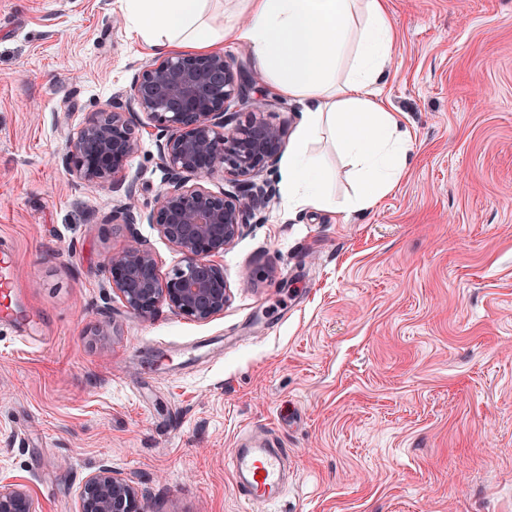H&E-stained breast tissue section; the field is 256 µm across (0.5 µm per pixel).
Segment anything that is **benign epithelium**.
<instances>
[{
    "instance_id": "obj_1",
    "label": "benign epithelium",
    "mask_w": 512,
    "mask_h": 512,
    "mask_svg": "<svg viewBox=\"0 0 512 512\" xmlns=\"http://www.w3.org/2000/svg\"><path fill=\"white\" fill-rule=\"evenodd\" d=\"M250 90L221 53L157 57L133 78L131 95L146 117L141 128L156 132L166 183L147 221L184 255V265L165 277L151 248L136 236L108 257L110 288L143 320L162 305L198 322L224 314L229 288L217 258L275 195V186L261 174L285 143L284 129L268 122L260 108L243 122L231 111L236 103L250 102ZM134 120V113L116 105L95 113L72 134L62 157L69 176L85 187L123 192L127 203L112 210V224L142 221L134 184L115 180L141 147ZM219 171L231 177L233 190L215 195L202 181ZM0 512H36L29 489L1 482ZM79 512H151V507L131 481L102 467L85 480Z\"/></svg>"
}]
</instances>
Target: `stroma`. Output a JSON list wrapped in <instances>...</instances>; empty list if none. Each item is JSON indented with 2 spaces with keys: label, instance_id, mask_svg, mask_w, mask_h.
Here are the masks:
<instances>
[{
  "label": "stroma",
  "instance_id": "1",
  "mask_svg": "<svg viewBox=\"0 0 512 512\" xmlns=\"http://www.w3.org/2000/svg\"><path fill=\"white\" fill-rule=\"evenodd\" d=\"M381 80L409 132L405 178L371 209L331 136L311 145L336 201L277 195L225 251L230 299L196 322L128 312L108 255L154 227L106 220L122 194L77 184L68 139L155 58L125 0H0V238L16 306L0 323V479L37 512H78L109 466L153 512H512V0H388ZM121 17L113 25V17ZM224 54L293 134L301 105ZM165 175L143 134L124 179L148 213ZM288 449L285 495L244 504L224 465L248 434Z\"/></svg>",
  "mask_w": 512,
  "mask_h": 512
}]
</instances>
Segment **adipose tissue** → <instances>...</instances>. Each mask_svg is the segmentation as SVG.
Masks as SVG:
<instances>
[{
	"mask_svg": "<svg viewBox=\"0 0 512 512\" xmlns=\"http://www.w3.org/2000/svg\"><path fill=\"white\" fill-rule=\"evenodd\" d=\"M126 3L152 48L218 53L225 42L241 43L258 74L300 103L285 160L293 206L332 204L326 178L309 152L326 131L345 152L356 184L347 209L373 207L402 179L408 133L376 86L395 42L383 0H239L220 20L208 14L209 0Z\"/></svg>",
	"mask_w": 512,
	"mask_h": 512,
	"instance_id": "1",
	"label": "adipose tissue"
}]
</instances>
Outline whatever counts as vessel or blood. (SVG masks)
Here are the masks:
<instances>
[{
  "mask_svg": "<svg viewBox=\"0 0 512 512\" xmlns=\"http://www.w3.org/2000/svg\"><path fill=\"white\" fill-rule=\"evenodd\" d=\"M288 452L283 448L254 445L232 449L226 458L237 492L250 504H272L285 491V463Z\"/></svg>",
  "mask_w": 512,
  "mask_h": 512,
  "instance_id": "vessel-or-blood-1",
  "label": "vessel or blood"
}]
</instances>
